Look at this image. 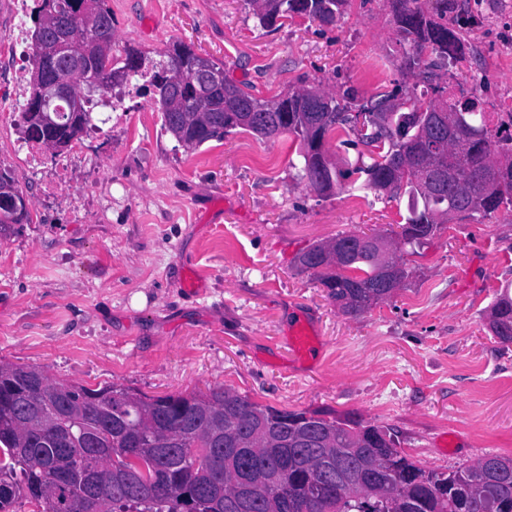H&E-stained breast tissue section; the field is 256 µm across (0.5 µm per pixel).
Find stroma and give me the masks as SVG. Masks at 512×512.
<instances>
[{"label":"stroma","instance_id":"stroma-1","mask_svg":"<svg viewBox=\"0 0 512 512\" xmlns=\"http://www.w3.org/2000/svg\"><path fill=\"white\" fill-rule=\"evenodd\" d=\"M484 108L512 96V15L498 0H454ZM115 56H157L176 41L223 64L268 99L301 78L350 93L416 82L387 0H350L335 26L300 15L260 28L244 0H108ZM111 135L87 133L68 192L44 195L26 170L20 127L0 124V168L15 173L30 219L0 227V361L89 388L148 395L225 385L289 410L326 408L389 429L399 451L446 473L512 456V344L487 327L512 287V207L442 226L406 248L411 275L391 299L340 312L297 256L338 233L381 232L407 198L345 186L331 196L298 178L301 145L239 131L190 150L150 95L125 97ZM304 321L308 360L284 342Z\"/></svg>","mask_w":512,"mask_h":512}]
</instances>
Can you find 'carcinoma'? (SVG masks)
<instances>
[{
	"label": "carcinoma",
	"instance_id": "cac0c4a2",
	"mask_svg": "<svg viewBox=\"0 0 512 512\" xmlns=\"http://www.w3.org/2000/svg\"><path fill=\"white\" fill-rule=\"evenodd\" d=\"M349 0H247L260 27L271 28L280 19L301 15L322 26L334 25ZM430 9L420 0H389L391 28L409 47L407 63L417 83L397 93L378 94L377 104L394 100L393 117L377 131L358 129L359 116L347 112L327 93L322 111H312L316 86L305 81L277 96L276 110L259 120H248L245 109L261 99L226 79L224 88L198 101L188 79L197 53L191 44L174 42L161 59L125 50L123 66L112 56L114 26L107 0H39L32 11L33 58L39 56V32L55 26L57 13L69 18V26L56 31L94 30L97 43L87 60L99 73L95 88L84 92L82 116L59 119L68 142L78 141L92 126L93 110L105 87L143 80L136 92L152 94L163 126L188 149L222 141L238 129L262 139L288 133L300 141L304 166L301 179L321 195L332 193L354 174L363 177L361 189L378 194L408 195V215L391 234L408 245L410 226L446 224L448 199L423 190L432 179L450 192L476 200L468 215L491 213L512 206V151L503 150L488 135V113L478 105L467 108L461 99L448 102V82L439 73L448 63V45L465 54L464 44L452 20L451 0H435ZM423 90H418V87ZM437 113L448 123L458 148L431 149L433 130L424 125L427 114ZM356 133L369 148L372 163L342 170L328 162L323 150L326 137L344 127ZM507 183L504 194L490 195L482 183L490 173ZM364 232L336 235L358 241L348 259L316 271L327 297L346 315H359L389 300L393 294L379 287L390 278L403 286L409 277L397 259L386 265L372 260L375 244L386 234ZM488 327L498 343L512 344V294L504 291L488 314ZM55 397L67 401L58 415L44 413ZM277 422L291 437L307 426V415L320 416L326 428L323 448H284L261 427L257 413ZM370 441L366 426L353 418L331 416L327 410L287 411L260 405L234 389L214 386L206 392L147 397L129 388L107 385L99 389L64 385L51 380L45 370L0 362V512H13L22 497L39 504V512H406L415 501L421 512H463L462 505L477 503L488 512H512V478L486 480L481 468L493 464L512 469V457L487 455L471 466L448 474L427 472L394 448L387 430ZM167 438L177 448H157ZM363 472L376 473L380 482L344 489L327 488L331 477L324 460L336 453ZM273 474L283 483L282 496L265 498L260 492L248 503L242 493L256 488Z\"/></svg>",
	"mask_w": 512,
	"mask_h": 512
}]
</instances>
